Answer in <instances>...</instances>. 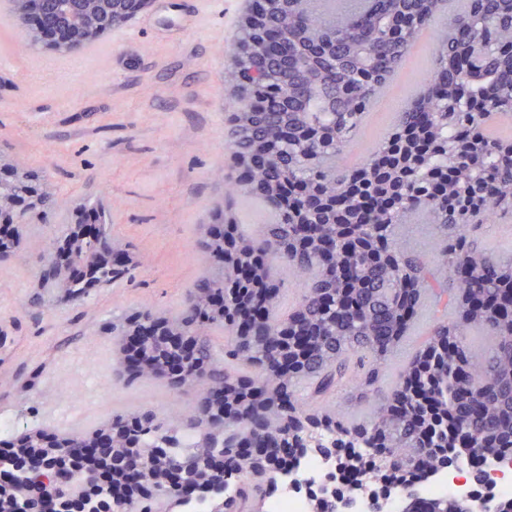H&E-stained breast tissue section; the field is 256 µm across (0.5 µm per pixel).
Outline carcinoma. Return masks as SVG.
Masks as SVG:
<instances>
[{
  "mask_svg": "<svg viewBox=\"0 0 512 512\" xmlns=\"http://www.w3.org/2000/svg\"><path fill=\"white\" fill-rule=\"evenodd\" d=\"M12 2L34 43L57 49L58 35H67L71 53L143 10V0ZM443 2L360 0L352 8L337 0L323 19L318 0H287L269 11V29L288 35V44L241 34L246 54L229 64L228 81L246 105L230 116L227 196L260 200L269 220L248 233L230 206L215 208L198 243L207 271L179 311L132 312L112 323L121 336L141 337L136 368H124L128 382L161 379L175 393L194 391L189 413L173 422L151 410L112 416L114 452L105 460L85 452L87 433L1 437L0 445L48 461L26 472L12 469L16 454L0 455V470L16 484L0 499L5 512H38L26 489L49 488L57 469L70 482L97 483L86 512H100L99 501L113 500L112 484L125 477L124 461L147 453L150 474L126 493L142 512L185 497L166 485L175 472L197 498L215 495L223 512H249L291 465L270 467L248 449L322 448L326 434L362 473L392 487L414 483L462 448L486 449L483 460L512 455V258L479 242L490 216L512 212V135L491 133L483 116L487 108L512 115V0H466L438 31L426 91L359 164H338ZM45 182L35 172L0 175V224L14 225V249L20 225L42 223L55 209ZM417 215L440 240L434 266L399 243L398 230ZM61 239L71 241L66 268L95 272L101 282L125 273L106 259L126 249L102 208L77 212ZM285 274L303 285L287 312ZM90 285L57 276L40 287L73 302ZM429 293L449 297L456 317L432 325L383 393L381 372ZM475 330L494 338L481 358L473 355ZM334 390L373 405V414L348 420L312 407ZM184 434L196 435L193 447L182 446ZM179 458L195 460V469L177 471ZM403 512L472 509L457 497L414 498Z\"/></svg>",
  "mask_w": 512,
  "mask_h": 512,
  "instance_id": "1",
  "label": "carcinoma"
}]
</instances>
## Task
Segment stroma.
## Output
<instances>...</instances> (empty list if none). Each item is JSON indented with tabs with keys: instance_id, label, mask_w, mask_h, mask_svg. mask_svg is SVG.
<instances>
[{
	"instance_id": "stroma-1",
	"label": "stroma",
	"mask_w": 512,
	"mask_h": 512,
	"mask_svg": "<svg viewBox=\"0 0 512 512\" xmlns=\"http://www.w3.org/2000/svg\"><path fill=\"white\" fill-rule=\"evenodd\" d=\"M249 2L209 0L199 26L178 46L141 36L136 65L120 75L106 56L33 44L27 27L14 22L8 60L18 81L10 91L23 105L0 106V168L47 172L58 200L48 223L29 225L22 258L0 264V414L13 415L18 431L90 433L117 413L187 414L191 394L160 380L129 386L119 378L112 319L142 308L176 312L207 269L196 242L224 199L232 161L217 145L227 141V117L238 108L224 87L226 65L212 53L219 46L231 51ZM437 31L430 25L410 48L346 145L343 164L359 163L422 91ZM92 203L109 210L113 236L128 243L130 278L89 289L74 303L32 305L42 244L59 235L76 208ZM454 315L434 302L421 310L380 390L392 388L434 319Z\"/></svg>"
}]
</instances>
